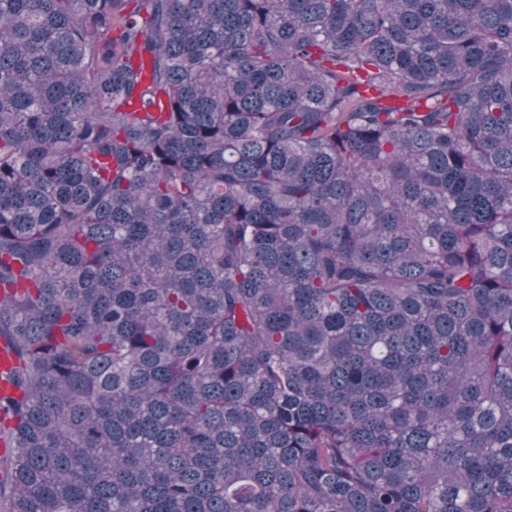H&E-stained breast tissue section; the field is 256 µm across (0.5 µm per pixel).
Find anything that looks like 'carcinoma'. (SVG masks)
Segmentation results:
<instances>
[{"instance_id":"cac0c4a2","label":"carcinoma","mask_w":512,"mask_h":512,"mask_svg":"<svg viewBox=\"0 0 512 512\" xmlns=\"http://www.w3.org/2000/svg\"><path fill=\"white\" fill-rule=\"evenodd\" d=\"M0 512H512V0H0Z\"/></svg>"}]
</instances>
